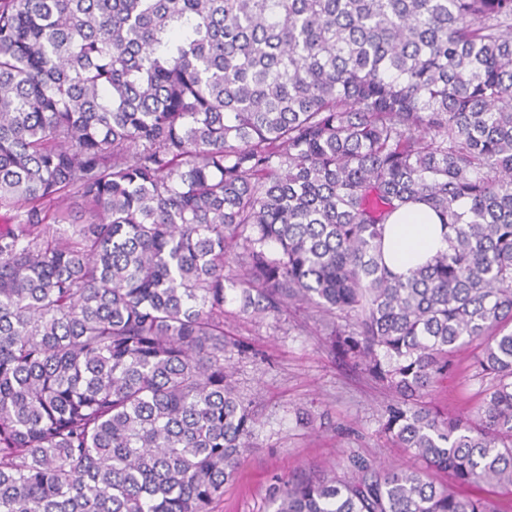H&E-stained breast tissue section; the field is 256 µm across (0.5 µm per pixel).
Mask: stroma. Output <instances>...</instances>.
<instances>
[{"label":"stroma","instance_id":"1","mask_svg":"<svg viewBox=\"0 0 512 512\" xmlns=\"http://www.w3.org/2000/svg\"><path fill=\"white\" fill-rule=\"evenodd\" d=\"M353 329L352 319L331 323L298 305L256 317L225 304V337L242 348L230 362L235 384L257 424L255 445L213 512H274L271 490L281 480L322 467L345 473L353 455L423 468L383 431L393 397L362 365L332 350L334 333ZM475 352L470 345L449 359L425 405L444 414L480 403L485 383L471 367Z\"/></svg>","mask_w":512,"mask_h":512}]
</instances>
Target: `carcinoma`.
<instances>
[{
    "label": "carcinoma",
    "mask_w": 512,
    "mask_h": 512,
    "mask_svg": "<svg viewBox=\"0 0 512 512\" xmlns=\"http://www.w3.org/2000/svg\"><path fill=\"white\" fill-rule=\"evenodd\" d=\"M420 202L448 248L403 278ZM229 299L354 316L384 432L512 498V0H0V512H211L256 425ZM472 343L477 409L419 405ZM350 470L274 512H512ZM448 227L431 210L420 204L396 211L386 224L383 256L386 265L397 275L433 257L447 247Z\"/></svg>",
    "instance_id": "carcinoma-1"
}]
</instances>
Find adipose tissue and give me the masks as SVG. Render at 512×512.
Instances as JSON below:
<instances>
[{"instance_id":"ef3b65f1","label":"adipose tissue","mask_w":512,"mask_h":512,"mask_svg":"<svg viewBox=\"0 0 512 512\" xmlns=\"http://www.w3.org/2000/svg\"><path fill=\"white\" fill-rule=\"evenodd\" d=\"M448 232L440 218L426 207L414 204L396 211L390 218L383 240L386 265L398 275L446 248Z\"/></svg>"}]
</instances>
